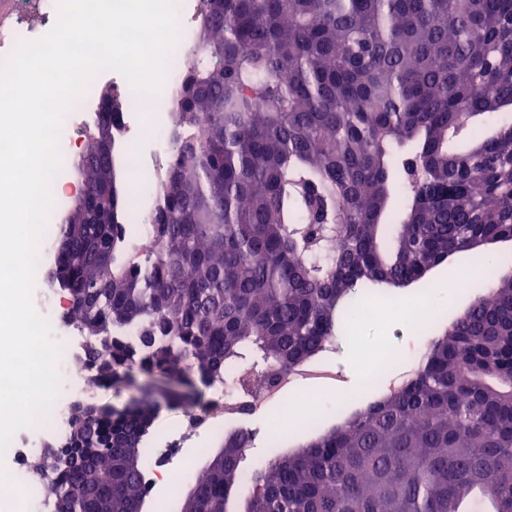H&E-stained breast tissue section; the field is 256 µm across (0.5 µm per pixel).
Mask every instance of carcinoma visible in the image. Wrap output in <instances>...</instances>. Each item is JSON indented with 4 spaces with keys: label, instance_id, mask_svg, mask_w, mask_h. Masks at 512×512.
I'll return each mask as SVG.
<instances>
[{
    "label": "carcinoma",
    "instance_id": "cac0c4a2",
    "mask_svg": "<svg viewBox=\"0 0 512 512\" xmlns=\"http://www.w3.org/2000/svg\"><path fill=\"white\" fill-rule=\"evenodd\" d=\"M201 127L133 255L131 186L103 103L50 286L90 338L96 382L133 370L212 385L260 355V391L321 352L352 299L512 242V0H204L177 94ZM434 336L414 377L340 424L272 448L224 435L180 512H512V257ZM150 397L87 408L61 444L58 512H142Z\"/></svg>",
    "mask_w": 512,
    "mask_h": 512
}]
</instances>
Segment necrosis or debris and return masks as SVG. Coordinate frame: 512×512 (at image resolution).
Segmentation results:
<instances>
[{"mask_svg": "<svg viewBox=\"0 0 512 512\" xmlns=\"http://www.w3.org/2000/svg\"><path fill=\"white\" fill-rule=\"evenodd\" d=\"M201 9L202 0H180L178 43L166 67L164 89L152 109H144L136 102L129 83L121 74L107 71L98 75L86 94L71 106L75 112H100L101 89L106 84L111 85L114 95L124 100L125 109L115 114L114 121L121 128L124 146H135L138 151L141 178L128 198L127 218L141 231L149 227L157 191L168 166L177 156L179 125L175 98L192 59L190 51ZM55 20V0H15L5 23L0 25V62L20 42L46 34ZM36 309L48 319L51 334L61 348L58 363L61 390L53 403L48 422L18 430L4 455L0 456V464L24 487L23 495L9 492L0 497V512H52L53 501L48 487L28 479L24 460L42 450L47 443L65 437L71 393L82 387L89 373L85 363L86 339L61 325L55 300L44 295L37 296ZM325 372L324 365L320 363L284 369L258 397L241 392L237 373L226 374L223 382L212 387L214 401L222 408L221 414L214 416L200 410L186 411L185 428L190 432H214L220 429L223 421L237 419L243 414L263 415L273 408L282 411L291 407L303 408L307 400L292 390L293 379Z\"/></svg>", "mask_w": 512, "mask_h": 512, "instance_id": "1", "label": "necrosis or debris"}]
</instances>
